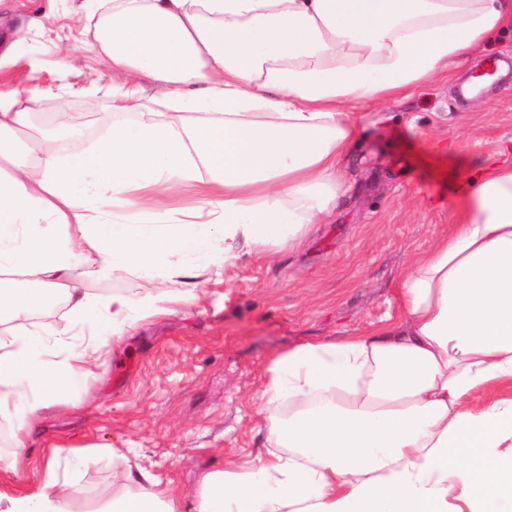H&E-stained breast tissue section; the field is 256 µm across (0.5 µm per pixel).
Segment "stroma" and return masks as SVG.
Wrapping results in <instances>:
<instances>
[{
  "instance_id": "1",
  "label": "stroma",
  "mask_w": 512,
  "mask_h": 512,
  "mask_svg": "<svg viewBox=\"0 0 512 512\" xmlns=\"http://www.w3.org/2000/svg\"><path fill=\"white\" fill-rule=\"evenodd\" d=\"M83 0H5L0 5V96L42 93L32 131L79 129L62 153L101 141L96 113L109 111L112 86L138 75L106 69L79 35ZM71 56L75 72L59 65ZM512 59V36L409 97L352 105L361 126L343 162L344 192L328 223L293 251L246 255L223 281L202 280L199 299L140 322L103 348L83 391L46 413L17 467L13 426L0 420V489L37 485L42 457L57 448L93 459L74 472L70 512H87L112 477L137 463L194 512L203 477L265 455L260 393L268 368L302 343L355 336L400 312L401 275L453 221L452 182L512 140V78L481 96L456 88L479 65Z\"/></svg>"
}]
</instances>
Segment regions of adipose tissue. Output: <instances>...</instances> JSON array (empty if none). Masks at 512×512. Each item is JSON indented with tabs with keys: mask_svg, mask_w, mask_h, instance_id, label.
I'll return each mask as SVG.
<instances>
[{
	"mask_svg": "<svg viewBox=\"0 0 512 512\" xmlns=\"http://www.w3.org/2000/svg\"><path fill=\"white\" fill-rule=\"evenodd\" d=\"M102 63L149 79L112 90L106 139L63 155L19 141L35 97L0 101V419L27 448L109 343L193 303L240 247L301 242L342 190L349 104L430 82L512 29V0H85ZM456 187L453 224L410 262L394 321L274 360L268 456L208 473L195 512H512V162ZM133 276L145 294L88 283ZM65 304L47 341L37 315ZM57 454L0 512H68ZM98 512H179L126 469Z\"/></svg>",
	"mask_w": 512,
	"mask_h": 512,
	"instance_id": "obj_1",
	"label": "adipose tissue"
}]
</instances>
